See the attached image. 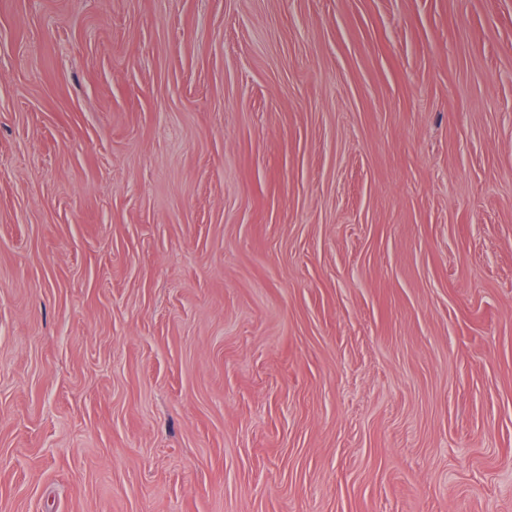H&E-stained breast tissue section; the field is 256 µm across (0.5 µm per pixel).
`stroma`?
I'll return each instance as SVG.
<instances>
[{"instance_id":"stroma-1","label":"stroma","mask_w":512,"mask_h":512,"mask_svg":"<svg viewBox=\"0 0 512 512\" xmlns=\"http://www.w3.org/2000/svg\"><path fill=\"white\" fill-rule=\"evenodd\" d=\"M0 512H512V0H0Z\"/></svg>"}]
</instances>
